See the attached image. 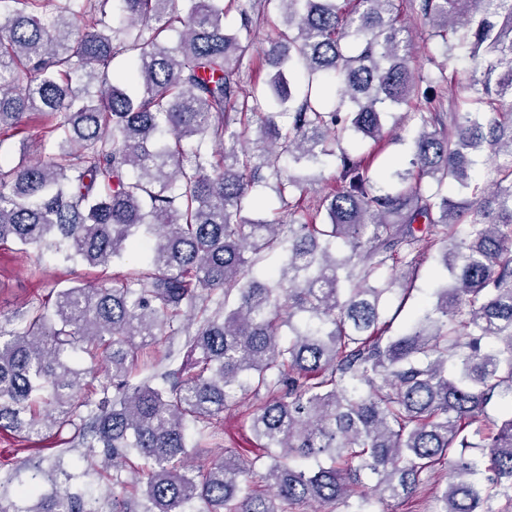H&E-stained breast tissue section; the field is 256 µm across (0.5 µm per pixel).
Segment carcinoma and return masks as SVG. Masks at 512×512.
I'll use <instances>...</instances> for the list:
<instances>
[{
    "mask_svg": "<svg viewBox=\"0 0 512 512\" xmlns=\"http://www.w3.org/2000/svg\"><path fill=\"white\" fill-rule=\"evenodd\" d=\"M273 2L282 27L263 55L275 72L247 90L248 10ZM414 10L439 38L435 73L412 65L402 0H0V146L31 122L47 129L38 156L0 163V244L103 268L147 253L144 268L55 288L51 306L0 325V431L70 427L118 473L140 459L121 485L142 493V512L196 500L372 512L377 499L411 503L439 467L435 512L512 492V410L488 414L512 399V0ZM461 59L481 75L461 104L432 111ZM403 104L410 159L375 174L342 143L385 139V112ZM327 157L338 175L301 206L308 184L279 161ZM266 169L281 201L298 197L284 220L247 215ZM433 248L431 299L388 334L386 295L405 304ZM269 253L281 263L260 277ZM176 336L186 362L134 380L143 349ZM232 391L255 399L264 461L226 452L190 467ZM487 419L488 433L471 430ZM458 448L482 449L480 461ZM19 494L37 506L0 512H96L38 470Z\"/></svg>",
    "mask_w": 512,
    "mask_h": 512,
    "instance_id": "obj_1",
    "label": "carcinoma"
}]
</instances>
